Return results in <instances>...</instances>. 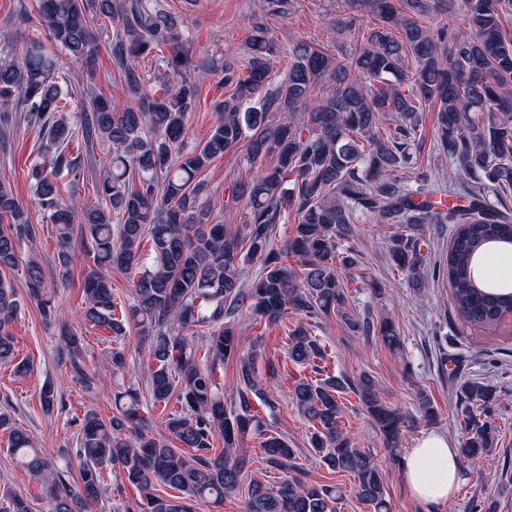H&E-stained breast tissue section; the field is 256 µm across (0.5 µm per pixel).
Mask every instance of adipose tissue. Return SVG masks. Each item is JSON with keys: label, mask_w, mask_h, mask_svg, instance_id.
<instances>
[{"label": "adipose tissue", "mask_w": 512, "mask_h": 512, "mask_svg": "<svg viewBox=\"0 0 512 512\" xmlns=\"http://www.w3.org/2000/svg\"><path fill=\"white\" fill-rule=\"evenodd\" d=\"M404 471L412 494L426 502L448 501L462 478L455 449L435 434L408 451Z\"/></svg>", "instance_id": "adipose-tissue-1"}]
</instances>
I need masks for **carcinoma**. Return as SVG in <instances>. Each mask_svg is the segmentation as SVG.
Segmentation results:
<instances>
[{"mask_svg": "<svg viewBox=\"0 0 512 512\" xmlns=\"http://www.w3.org/2000/svg\"><path fill=\"white\" fill-rule=\"evenodd\" d=\"M361 15L336 20V28L363 29L362 44L338 58L304 40L288 45V69L271 76L272 42L257 21L247 39L245 63L224 60L223 86L230 90L214 111L221 114L205 141L188 151L182 142L187 112L195 105L205 69L183 49L179 23L152 9L146 0H39L47 35L20 40V59H0V104L29 103L49 142L27 177L44 218L55 226L54 256L62 273L71 264L69 245L81 224L94 266L88 267L83 292V322L123 336L139 329L141 345L156 367L144 379L153 403L171 404L162 425L186 455L144 430L139 390L115 397L116 414L103 420L87 413L76 447L64 451L80 460V482L54 467L30 434L0 412V430L9 449L29 475L48 484L50 512H89L102 492V471L118 467L142 493L145 512H193L198 503H222L235 494L245 474L244 438L262 437L265 462L286 469L294 450L265 428L247 397L239 408H224L215 372L236 359L241 391L266 399L255 375L253 355L243 353L246 337L229 318L242 309L268 322L293 311L306 320L289 330L288 358L318 366L319 340L308 319L340 317L353 333L375 338L394 354L404 340L393 319L382 313L360 316L346 309L347 270L358 253L343 247L353 235L354 216L376 224H398L389 236V256L407 276H422L416 237L426 224H452L448 253L438 265L448 279L452 304L472 327H490L512 315V287H491L477 273L478 261L495 248L512 250V214L490 201L512 192V0H357ZM114 25L112 62L120 70L132 101L101 97L92 89L63 91L56 74V50L81 62L100 51L95 20ZM167 48L166 70L179 76L177 87L160 77L146 88L139 60ZM261 95L258 106L251 105ZM81 101L79 123L65 110L68 99ZM436 117L440 150L455 164L467 205L436 199L437 188H407L409 174L421 167L423 112ZM108 146L100 159L103 174L95 182L96 201H80L74 191L84 176L73 143ZM243 151L248 174L234 183L231 198L243 199L245 223L226 227L208 204L199 202L201 174L225 154ZM69 178L61 183V176ZM294 211L293 234L283 249L271 248L276 224ZM34 227L10 185L0 182V362L15 372L29 370L16 361L11 326L20 302L9 273L20 264L18 244L33 238ZM151 243L152 261L139 265L141 244ZM260 258L262 270L245 286L241 265ZM296 257L300 266L288 264ZM131 281L133 303L116 314L112 272ZM30 298L57 319L60 310L43 298L44 269L35 258L26 263ZM205 358H200V350ZM61 350L84 378L82 337L67 330ZM128 368L125 348L106 355L100 371L112 375ZM337 377L294 384L293 404L311 424L309 442L331 470L357 478L354 496L373 512H391L382 472L371 451L359 448L341 429ZM364 411L383 435L393 460L402 462L405 434L438 412L427 394L416 395L412 414L387 404L375 381L364 375L354 386ZM496 388L465 381L456 390L455 417L464 430L459 462L473 465L489 456L499 440L491 411ZM224 450L209 455L216 437ZM167 488L178 495L159 494ZM342 499L335 486L312 485L297 477L276 489L253 480L245 512H336ZM0 512H30L15 492L0 493Z\"/></svg>", "mask_w": 512, "mask_h": 512, "instance_id": "cac0c4a2", "label": "carcinoma"}]
</instances>
